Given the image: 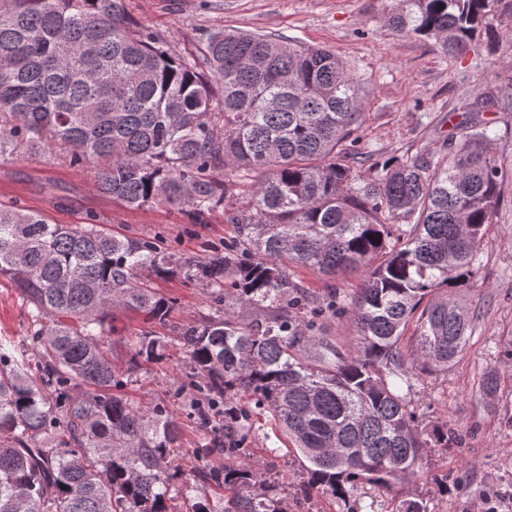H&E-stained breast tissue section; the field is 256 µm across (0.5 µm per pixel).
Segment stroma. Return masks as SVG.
I'll return each mask as SVG.
<instances>
[{
  "label": "stroma",
  "instance_id": "stroma-1",
  "mask_svg": "<svg viewBox=\"0 0 512 512\" xmlns=\"http://www.w3.org/2000/svg\"><path fill=\"white\" fill-rule=\"evenodd\" d=\"M384 9V0H125L132 25L158 33L171 54L187 61L198 58L216 30L275 35L335 50L370 79L356 144L366 167L455 138L476 97H488L479 119L489 128L491 153L501 165L503 200L481 246L482 267L464 292L478 318L461 359L447 374L422 377L414 396L420 421L448 424L456 432L454 444L433 449L418 479L389 491L363 484L343 501L319 493L306 500L298 496L307 479L305 461L275 437L269 414L254 415L257 432L247 438L246 454L230 461L266 473L288 512H394L408 498L424 499L428 512H512V428L500 422L504 412H512V368L499 357L504 340L512 338V0H503L492 21L494 43L478 41L456 58L444 56L430 41L396 36ZM0 203L42 214L53 224L94 223L118 236L151 238L183 257L223 250L231 234L220 210L198 216L186 206L130 208L95 189L90 166L71 164L59 152L0 158ZM150 285L174 301L168 326L156 329L164 341L161 359L131 368L136 342L147 328L139 315L115 311L106 341L113 364L129 373L125 399L140 408L165 407L178 420L193 489L173 492L168 506L171 512H194L223 492L195 472L203 432L190 414L195 391L175 390L190 370L177 329L199 324L211 298L207 290L175 277L155 278ZM31 311L10 280L0 276V337L29 349ZM489 370L501 380L492 403L479 389L481 375Z\"/></svg>",
  "mask_w": 512,
  "mask_h": 512
}]
</instances>
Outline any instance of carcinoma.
Segmentation results:
<instances>
[{
    "label": "carcinoma",
    "instance_id": "obj_1",
    "mask_svg": "<svg viewBox=\"0 0 512 512\" xmlns=\"http://www.w3.org/2000/svg\"><path fill=\"white\" fill-rule=\"evenodd\" d=\"M401 37L456 58L492 37L501 0H390ZM369 78L335 51L275 36L217 31L199 61L132 28L124 0H0V157L65 148L94 187L129 206L224 209V251L182 258L99 224H50L0 206V276L33 307L35 354L0 339V512H167L186 477L180 426L163 407L139 411L112 394V310L164 324L173 301L144 273L209 291L213 312L178 329L206 431L200 474L224 502L198 512H286L258 473L214 468L240 450L267 410L307 461L299 495L343 499L417 475L448 430L421 426L412 394L448 373L475 315L456 289L480 267L501 204V168L474 118L436 152L349 164ZM233 172L220 183L212 173ZM334 277L364 270L349 301L331 293L301 315L293 269ZM249 307L244 320L226 300ZM346 316L357 349L343 359L314 317ZM414 325L411 346L403 338ZM142 334L130 364L160 356ZM224 407L233 445L208 433Z\"/></svg>",
    "mask_w": 512,
    "mask_h": 512
}]
</instances>
